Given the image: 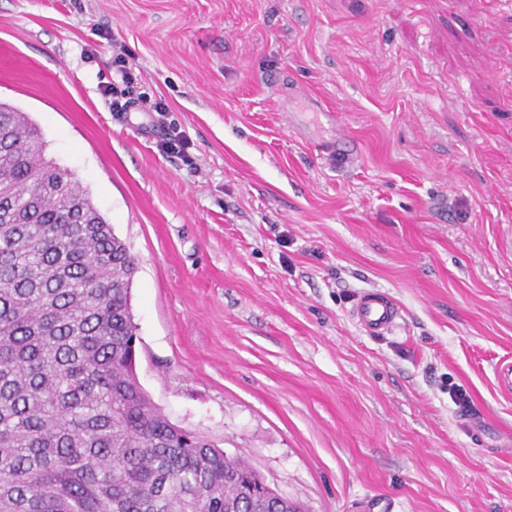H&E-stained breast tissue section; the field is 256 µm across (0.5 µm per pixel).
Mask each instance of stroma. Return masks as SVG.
<instances>
[{"instance_id":"35a3bbf8","label":"stroma","mask_w":512,"mask_h":512,"mask_svg":"<svg viewBox=\"0 0 512 512\" xmlns=\"http://www.w3.org/2000/svg\"><path fill=\"white\" fill-rule=\"evenodd\" d=\"M119 56L166 115L113 111ZM0 101L136 257L173 423L302 512H512V0H0ZM369 290L394 332L352 319ZM309 101L315 112H319L320 116L326 119V122L333 131V138L329 142L318 145V150L339 163H347L353 158V149L351 148L350 138L345 131L340 115L335 111L325 109L322 104L316 100L309 98ZM359 326L371 334H384L393 329L399 318V308L389 296L371 291L362 294L352 310Z\"/></svg>"}]
</instances>
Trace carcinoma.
I'll return each instance as SVG.
<instances>
[{
  "label": "carcinoma",
  "mask_w": 512,
  "mask_h": 512,
  "mask_svg": "<svg viewBox=\"0 0 512 512\" xmlns=\"http://www.w3.org/2000/svg\"><path fill=\"white\" fill-rule=\"evenodd\" d=\"M0 102V512H254V469L141 388L136 258Z\"/></svg>",
  "instance_id": "carcinoma-1"
}]
</instances>
